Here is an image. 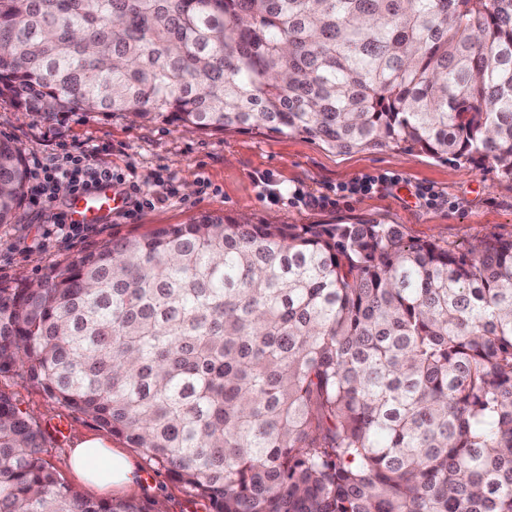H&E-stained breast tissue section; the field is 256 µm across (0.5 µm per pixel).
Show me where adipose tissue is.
Wrapping results in <instances>:
<instances>
[{"mask_svg": "<svg viewBox=\"0 0 512 512\" xmlns=\"http://www.w3.org/2000/svg\"><path fill=\"white\" fill-rule=\"evenodd\" d=\"M74 475L88 488H129L135 483V467L127 455L104 447L99 440L82 439L70 452Z\"/></svg>", "mask_w": 512, "mask_h": 512, "instance_id": "1", "label": "adipose tissue"}]
</instances>
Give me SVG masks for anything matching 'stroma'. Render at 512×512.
I'll return each instance as SVG.
<instances>
[{
	"instance_id": "stroma-1",
	"label": "stroma",
	"mask_w": 512,
	"mask_h": 512,
	"mask_svg": "<svg viewBox=\"0 0 512 512\" xmlns=\"http://www.w3.org/2000/svg\"><path fill=\"white\" fill-rule=\"evenodd\" d=\"M0 136L20 147L26 164L60 159L64 152L90 153L127 184L161 185L169 200L141 211L136 219L113 212L108 223L76 239L62 238L56 221L70 196L59 188L54 202L23 199L13 223L0 224V287L19 288L44 279L98 249L106 240L137 235L165 224H188L203 214L244 216L269 224H399L413 239L468 247L495 232L512 237V178L493 166L441 162L396 146L336 153L299 134H256L230 130L214 135L188 132L163 122L141 123L113 114L70 112L55 121L26 115L16 101L0 98ZM395 171L404 181L391 190L356 194L328 207L308 205L307 196L332 194L336 185L363 174ZM210 184L200 192V180ZM430 185L445 202L419 206L412 186ZM8 395L45 432L44 457L59 479L73 484L69 450L85 435L126 450L139 472L136 488L109 491L148 512H210L208 501L126 441L85 415L49 399L30 381L25 367L0 374Z\"/></svg>"
}]
</instances>
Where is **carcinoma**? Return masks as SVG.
I'll return each mask as SVG.
<instances>
[{"instance_id":"cac0c4a2","label":"carcinoma","mask_w":512,"mask_h":512,"mask_svg":"<svg viewBox=\"0 0 512 512\" xmlns=\"http://www.w3.org/2000/svg\"><path fill=\"white\" fill-rule=\"evenodd\" d=\"M51 121L390 145L512 178V0H0V97ZM0 138V224L27 185ZM212 512H512V239L203 214L0 288V373ZM0 393V512H143L61 482Z\"/></svg>"}]
</instances>
